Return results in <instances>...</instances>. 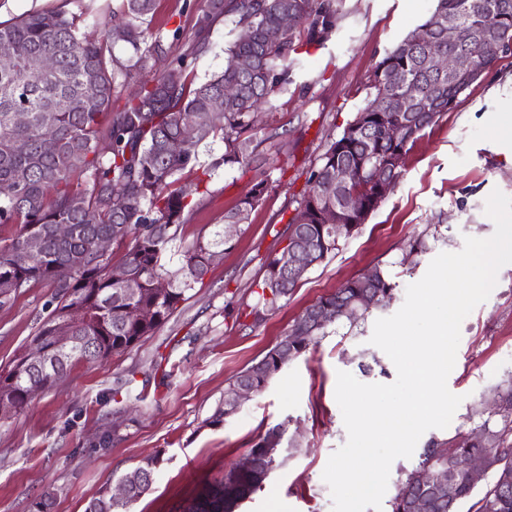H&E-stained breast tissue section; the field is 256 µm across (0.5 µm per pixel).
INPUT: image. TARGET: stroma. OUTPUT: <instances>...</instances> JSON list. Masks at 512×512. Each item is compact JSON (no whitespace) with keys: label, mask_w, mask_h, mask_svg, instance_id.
Instances as JSON below:
<instances>
[{"label":"stroma","mask_w":512,"mask_h":512,"mask_svg":"<svg viewBox=\"0 0 512 512\" xmlns=\"http://www.w3.org/2000/svg\"><path fill=\"white\" fill-rule=\"evenodd\" d=\"M341 19L323 43L302 47L296 83L277 96L262 130H287L260 149L264 170L212 167L221 141L198 149L199 167L181 183L192 191V210L167 257L180 264L199 235L223 224L226 211L266 181L262 203L239 225L223 256L190 291L170 319L126 352L101 364L79 363L21 414L0 420V512H30L44 493L52 512H85L91 499L156 453L164 462L151 490L131 512H181L204 487L222 478L269 428L281 424L288 442L284 464L240 512H332L322 473L329 456L347 440L335 399L338 371L364 383L389 384L397 372L369 339L377 319L402 306L406 288L420 280L442 252L460 251L465 237L495 231L485 213L493 190L512 197V50L461 94L448 112L427 127L408 152L394 190L334 254L315 265L287 300L262 307L261 284L268 258L286 244L285 229L302 198L311 170L327 144L369 98V77L385 51L419 25L434 0H337ZM202 0H156L149 32H163L164 68L185 57L201 83L219 73L233 40L231 24L216 23L206 47L189 56ZM179 15L180 27L170 25ZM424 237L427 251L409 255ZM381 267L396 283L395 295L360 327H329L310 352L291 360L268 387L242 403L222 424L209 419L224 401L231 380L260 360L305 308L346 281ZM51 288L39 285L0 307V369L30 345ZM130 381L140 399L119 417L120 439L96 447L111 425L112 389ZM512 382V267L504 268L490 297L461 325L456 363L447 386L462 402L450 425L425 432L443 440L474 427L473 414L496 387Z\"/></svg>","instance_id":"35a3bbf8"}]
</instances>
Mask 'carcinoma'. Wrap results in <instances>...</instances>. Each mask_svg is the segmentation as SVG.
<instances>
[{
	"mask_svg": "<svg viewBox=\"0 0 512 512\" xmlns=\"http://www.w3.org/2000/svg\"><path fill=\"white\" fill-rule=\"evenodd\" d=\"M156 0H120L106 14L88 5L76 12L49 8L29 12L9 23L0 22V53L11 57L0 68V227L13 232L0 237V280H11L15 290L0 295L6 306L37 284L53 289L52 309L40 322L33 341L53 345L56 326L64 312L75 306V347L61 355L60 367L71 369L84 359L102 362L120 355L165 323L186 294L203 282L210 254L224 250V229L217 228L192 244L180 266L165 260L190 212V202L179 186L182 173L198 164V147L220 139L224 155L211 164L249 167L262 162L254 113L274 108L275 97L294 84V67L302 47L324 42L340 15L334 0H207L198 18L197 49L220 19L233 25L235 37L226 49L224 70L196 86L187 82L184 62L147 80L140 94L112 113L116 86L112 43L109 38L88 40L81 26H109L119 20L120 40L133 50L131 67L145 71L163 53L157 33L144 45V24ZM285 14L297 24L282 30L276 40L268 34L280 27ZM459 30L456 43H448V25ZM512 43V0H435L430 15L385 51L376 64L368 88L371 99L356 112L341 134L320 157L310 173L309 188L288 221V237L300 238L324 261L337 249L339 238L323 224V213L339 209L345 224L343 237L364 223L368 212L382 200L374 176L381 174L388 190L400 180L405 158L423 130L448 111L473 83L472 74L489 68ZM456 53L472 67L453 75L439 71L434 59ZM50 54L56 67L45 72L30 63L36 55ZM252 66L243 70L239 61ZM416 94L410 111L396 110L392 101ZM27 114L17 124L16 112ZM190 123L199 124L194 140L174 153L168 143ZM52 137L56 150L45 154L43 141ZM349 172L348 182H336V168ZM267 180L257 182L235 209L224 214L226 224H246L262 202ZM59 224L72 227L70 236L55 234ZM42 241V256L32 257L27 239ZM110 237L126 246L121 261L98 259L88 250L94 238ZM117 266L126 273L112 279ZM165 281L167 293H155ZM299 278L277 268V257L267 263L260 301L273 308L288 297ZM396 284L378 266L345 282L308 306L292 329L265 356L241 371L229 388L247 385L259 394L294 358L313 349L333 324L353 329L374 309L393 299ZM357 314L342 313L345 306ZM151 311L148 320L133 319L132 309ZM333 317L317 322L325 310ZM22 365L17 356L0 370V400L24 410L38 395L54 386L52 373L31 369L16 375ZM495 409L480 412V424L463 436L429 441L414 469L405 474V489L390 501L391 512H416L419 497L434 499V512H512V386L496 390ZM284 436L277 425L247 450L252 466L235 465L222 480L210 485L184 512H239L242 504L263 489L270 471L281 462L267 458L263 442L271 434ZM492 454L497 471L481 484L468 482L466 468L474 455ZM429 468L445 473L455 484L453 495L413 481L415 471ZM142 476L131 483L127 498L115 499L106 491L93 498L85 512H128L129 506L152 487L155 460L138 466Z\"/></svg>",
	"mask_w": 512,
	"mask_h": 512,
	"instance_id": "cac0c4a2",
	"label": "carcinoma"
}]
</instances>
